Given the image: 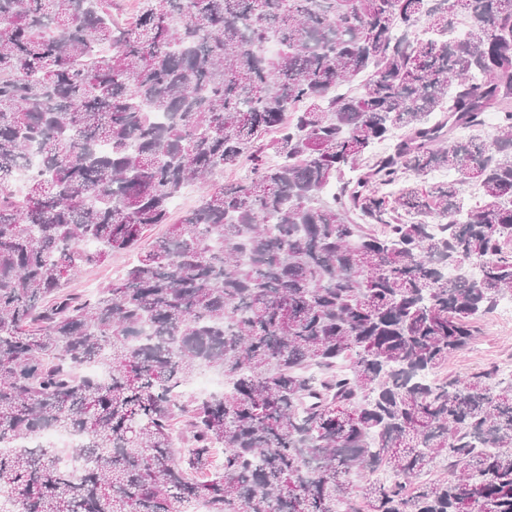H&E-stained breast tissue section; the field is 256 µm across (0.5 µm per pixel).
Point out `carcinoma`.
<instances>
[{
  "mask_svg": "<svg viewBox=\"0 0 512 512\" xmlns=\"http://www.w3.org/2000/svg\"><path fill=\"white\" fill-rule=\"evenodd\" d=\"M507 295L512 0H0V512H512V376L436 378ZM194 188V193L186 197L184 203L178 207L174 208L173 206H178L186 191H181L178 195H176L172 199V207L170 208V212L168 215V224H156L152 226L147 232L144 240V246L146 248L151 247L156 242L162 240L168 235L170 224H177L182 219V216L186 211L191 210L200 205L201 199L203 197V190L198 185L192 186ZM134 258L133 253H113L101 263L86 266L76 277L69 280L66 291L80 299L93 297L103 288L115 283Z\"/></svg>",
  "mask_w": 512,
  "mask_h": 512,
  "instance_id": "carcinoma-1",
  "label": "carcinoma"
}]
</instances>
